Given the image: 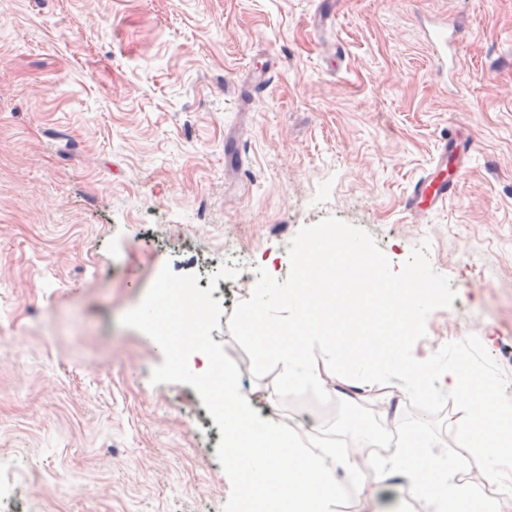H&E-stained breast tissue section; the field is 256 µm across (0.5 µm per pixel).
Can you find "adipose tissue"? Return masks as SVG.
<instances>
[{"label":"adipose tissue","mask_w":512,"mask_h":512,"mask_svg":"<svg viewBox=\"0 0 512 512\" xmlns=\"http://www.w3.org/2000/svg\"><path fill=\"white\" fill-rule=\"evenodd\" d=\"M331 277L337 284L349 286L352 296L374 292L385 301L403 303L412 318L432 302L428 288L411 287V279L406 275L387 271L369 280L356 263L335 267ZM328 304L343 311L349 308L346 301L315 288L301 294L291 290L260 298L263 311L285 308L300 319L301 327L294 340L277 342L264 350L265 355L275 359L283 380L291 385H323L319 367L303 354L307 346L322 341L333 362L355 364L359 385L365 392L397 388L419 395L446 394L449 405L459 410L452 423L457 446L481 458L483 483L465 477L450 457L433 454L417 457L399 448L386 461L369 458L360 465L354 453L340 451L332 456L311 449L307 440H291L287 431L270 422L263 424L257 434L248 435L242 424L248 416L247 407L236 398L232 389L236 376L229 371L224 374L227 466H236L238 455H250V478L272 489L286 512H335L343 488L338 472L356 477L365 466L372 469L378 481L398 476L424 500L425 512H467L476 501L482 502L483 512H502L512 502V437L489 433L487 425L505 417L512 419V401L494 398L495 380L486 376L472 378L465 365L448 361L445 357L448 345L444 342L422 355L390 347L378 357H364L355 338L326 339L322 312ZM486 484L495 486L494 496L484 495L482 487Z\"/></svg>","instance_id":"obj_1"}]
</instances>
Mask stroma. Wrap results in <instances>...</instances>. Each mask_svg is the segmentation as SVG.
Instances as JSON below:
<instances>
[{
    "mask_svg": "<svg viewBox=\"0 0 512 512\" xmlns=\"http://www.w3.org/2000/svg\"><path fill=\"white\" fill-rule=\"evenodd\" d=\"M0 0V512H222L221 432L196 390L152 384L161 348L124 327L163 266L200 273L241 254L297 280L327 230L440 285L407 344L469 353L512 399V0ZM458 22V66L436 72L421 30ZM274 79L252 100L241 84ZM472 154L442 210L404 208L448 133ZM242 166L224 164L228 139ZM220 327L260 418L335 448L412 428L455 450V408L364 396L322 344L323 386L282 383L241 333L255 304L225 280ZM497 341L486 347L487 332ZM85 495H73L75 486ZM420 498L385 481L341 503Z\"/></svg>",
    "mask_w": 512,
    "mask_h": 512,
    "instance_id": "obj_1",
    "label": "stroma"
}]
</instances>
